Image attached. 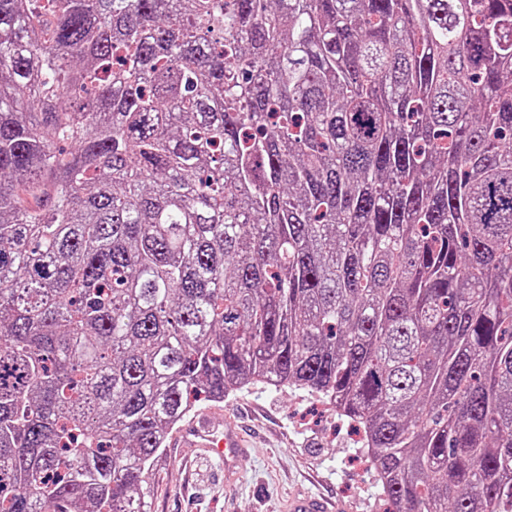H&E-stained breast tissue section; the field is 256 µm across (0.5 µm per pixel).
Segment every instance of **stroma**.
I'll list each match as a JSON object with an SVG mask.
<instances>
[{
    "label": "stroma",
    "mask_w": 512,
    "mask_h": 512,
    "mask_svg": "<svg viewBox=\"0 0 512 512\" xmlns=\"http://www.w3.org/2000/svg\"><path fill=\"white\" fill-rule=\"evenodd\" d=\"M194 414L218 428L228 419L242 427L248 459L228 481L212 454L166 444L144 487L151 512H286L297 494L334 501L338 512H383L355 435L319 398L258 384L202 403Z\"/></svg>",
    "instance_id": "35a3bbf8"
}]
</instances>
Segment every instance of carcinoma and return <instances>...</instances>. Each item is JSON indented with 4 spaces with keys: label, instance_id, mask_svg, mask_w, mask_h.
I'll return each instance as SVG.
<instances>
[{
    "label": "carcinoma",
    "instance_id": "1",
    "mask_svg": "<svg viewBox=\"0 0 512 512\" xmlns=\"http://www.w3.org/2000/svg\"><path fill=\"white\" fill-rule=\"evenodd\" d=\"M258 383L512 512V0H0V512H149Z\"/></svg>",
    "mask_w": 512,
    "mask_h": 512
}]
</instances>
